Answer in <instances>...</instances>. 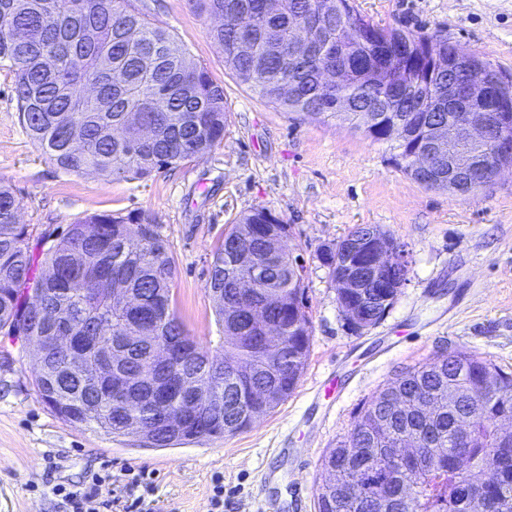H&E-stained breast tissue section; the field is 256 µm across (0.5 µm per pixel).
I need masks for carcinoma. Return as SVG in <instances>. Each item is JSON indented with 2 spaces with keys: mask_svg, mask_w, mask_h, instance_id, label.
<instances>
[{
  "mask_svg": "<svg viewBox=\"0 0 512 512\" xmlns=\"http://www.w3.org/2000/svg\"><path fill=\"white\" fill-rule=\"evenodd\" d=\"M192 2L211 19L208 35L222 48L224 66L240 84L289 112L334 120L376 143L389 144L395 164L414 180L418 175L411 143L390 134L395 120L409 109L448 111V76L459 75L467 62L496 74L477 56L450 48L445 38L374 26L350 0H280L273 20L254 21L263 33L249 51L238 46L237 26L244 13H258L259 0ZM402 41L411 47L404 60L395 53ZM425 44L447 59L450 72L427 78L428 61L419 52ZM379 51L389 53L390 67L409 66L412 82L398 93L368 83L356 71L358 62ZM4 67L13 75L27 135L65 172L114 181L145 179L207 153L224 139V88L135 0H0V69ZM333 68L340 71L338 94L353 101L352 115H339L334 100L321 97V77ZM461 152L489 175L497 166L485 146L464 145ZM19 208L13 189L0 183V331L22 336L68 333L91 358L118 336H181L193 342L172 307L174 262L152 215L93 214L69 225L48 249L36 253L30 246L32 229L17 220ZM271 222L281 236L288 235V225L277 217L269 220L263 207L241 214L224 233L206 285L211 296H227L251 276L267 248L264 237ZM135 224L146 225L148 233L138 234ZM342 245L339 241L321 254L334 279L348 269L349 255ZM296 265L297 257L281 250L277 276L257 297L278 324L277 344L252 341V330L229 327L224 309H215L218 324L225 328L219 346L224 362L244 371L215 378L210 349L199 345L196 354L168 369L173 378L188 375L222 393L223 435L245 428L255 406L253 396L271 380L276 358L283 359L289 373L276 379L281 396L268 412L288 398L304 371L312 325ZM116 279L141 296L139 309L126 312L110 305L101 289ZM33 289L42 290L39 318L26 311ZM455 353L468 365L466 375L454 383L457 400L448 401V359L439 357L401 373L368 402L348 436L324 456L320 481H331L332 496L317 497L318 512H371L352 495V486L360 485L363 498L374 500L388 496L401 482L411 499L391 497V512H472L471 477L485 465L498 472L488 489L489 512H512V433L496 426L498 415H512V373L470 352ZM125 369L132 375L146 372L147 349H129ZM491 372L501 379L493 391L484 387ZM37 387L62 419L115 437L128 436L131 424L178 412L185 400L175 392L159 403L145 387L141 404H131L116 382L96 378L91 363L78 366L59 352L49 353ZM425 395L431 397L433 410L423 414L418 402ZM460 412L475 417L464 448L456 447L448 429L451 417ZM157 432L156 448L219 434L191 426L175 438L161 428ZM404 437L420 441L428 464L391 471L376 449L390 448Z\"/></svg>",
  "mask_w": 512,
  "mask_h": 512,
  "instance_id": "obj_1",
  "label": "carcinoma"
}]
</instances>
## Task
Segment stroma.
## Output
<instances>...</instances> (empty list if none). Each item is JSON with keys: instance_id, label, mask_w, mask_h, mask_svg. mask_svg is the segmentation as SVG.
<instances>
[{"instance_id": "1", "label": "stroma", "mask_w": 512, "mask_h": 512, "mask_svg": "<svg viewBox=\"0 0 512 512\" xmlns=\"http://www.w3.org/2000/svg\"><path fill=\"white\" fill-rule=\"evenodd\" d=\"M375 26L443 37L512 78V0H351ZM224 88L228 125L205 155L145 180L70 174L46 159L19 121L12 77L0 71V182L34 235L62 234L98 213L151 214L173 258V302L195 340L217 348L222 328L205 288L218 239L263 207L289 226L306 267L309 353L288 398L246 430L171 448H145L61 419L36 387L32 346L0 332V512H71L55 489L92 486L113 501L127 471L156 486L152 512H208L216 481L224 512H264L260 476L280 512H316L328 448L347 437L364 403L407 369L463 349L512 372V172L476 194L429 189L396 168L386 145L334 121L301 119L262 100L224 67L191 0H141ZM357 224L404 244L410 272L377 324L354 329L320 255ZM336 377L338 393L317 394ZM112 512H122L115 505Z\"/></svg>"}]
</instances>
